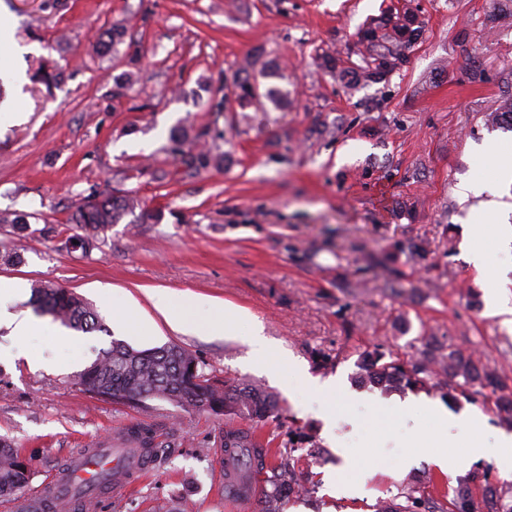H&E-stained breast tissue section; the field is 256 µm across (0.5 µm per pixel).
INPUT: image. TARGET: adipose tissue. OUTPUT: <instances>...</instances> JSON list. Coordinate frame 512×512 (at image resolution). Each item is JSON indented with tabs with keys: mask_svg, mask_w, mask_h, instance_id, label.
<instances>
[{
	"mask_svg": "<svg viewBox=\"0 0 512 512\" xmlns=\"http://www.w3.org/2000/svg\"><path fill=\"white\" fill-rule=\"evenodd\" d=\"M482 192L481 182L474 181L463 186L460 199L464 202L473 197L479 200L478 205L472 208L475 223L470 228L467 248L479 278L486 290L491 292L503 283L504 278L499 271L488 268L486 250L490 243L496 241L505 244L512 242V226L502 220L503 214L512 210V204L483 200Z\"/></svg>",
	"mask_w": 512,
	"mask_h": 512,
	"instance_id": "adipose-tissue-1",
	"label": "adipose tissue"
}]
</instances>
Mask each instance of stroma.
<instances>
[{"mask_svg":"<svg viewBox=\"0 0 512 512\" xmlns=\"http://www.w3.org/2000/svg\"><path fill=\"white\" fill-rule=\"evenodd\" d=\"M0 0L27 51L26 75L60 68L51 91L23 87V121L0 129V210L28 214L26 230L0 223V281L54 284L90 302L105 331L75 333L73 343L19 335L0 327V436L29 458L26 495L97 440H122L127 428L156 430L153 472L129 491L108 496L102 512H157L189 503L192 512H257L224 497V419L162 400L135 407L89 396L75 380L99 349L122 340L137 350L177 344L196 354L216 379H244L279 399L263 441L274 452L289 437H311L321 463L312 492L290 498L284 512H375L411 482L444 502L458 485L488 474L512 497V470L495 458L473 459L466 427L450 429L448 468L439 470L408 446L430 417L372 422L378 385L360 363L374 347L403 360L434 344L481 356L512 388V327L495 315L465 250L468 204L461 182L480 180L485 198L512 194L494 141L512 157V131L487 124L512 92V28L490 32L498 0H415L424 31L410 63L386 84L344 86L318 68L317 54L356 57L358 33L383 0ZM125 32L113 52H96L99 36ZM139 51L129 67L128 47ZM262 53L279 65L288 103H263L242 120L232 101L212 112V90L245 58ZM134 72L121 97L118 77ZM221 131L213 145L223 167L197 174L175 162L173 128ZM133 191L167 213L160 224L126 216L99 248L84 252L68 218L104 185ZM121 291L154 335L132 336L113 319L105 294ZM207 298L188 310L193 333L171 330L148 292ZM248 311L263 326L264 347L217 335L221 305ZM330 354L317 367L311 355ZM336 385V436L318 418L321 394L289 385L288 365ZM449 412L475 417L487 443L507 430L484 398L460 399ZM348 448L337 455L335 443ZM342 478L357 495L337 497Z\"/></svg>","mask_w":512,"mask_h":512,"instance_id":"35a3bbf8","label":"stroma"}]
</instances>
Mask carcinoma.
Wrapping results in <instances>:
<instances>
[{"instance_id": "obj_1", "label": "carcinoma", "mask_w": 512, "mask_h": 512, "mask_svg": "<svg viewBox=\"0 0 512 512\" xmlns=\"http://www.w3.org/2000/svg\"><path fill=\"white\" fill-rule=\"evenodd\" d=\"M422 31L423 23L412 0H396L360 30L361 63L326 53L319 57V67L341 83L386 82L407 68L408 50ZM252 66L253 61L246 60L239 76L233 80V95L240 110L249 108L261 95L275 105L282 103L286 95L275 87L259 93V85L249 75ZM33 80L50 89L59 83L60 73L55 68L43 67L34 74ZM488 120L512 129L511 95L502 98ZM179 155V163L189 171L200 172L224 165L222 154L204 146L181 150ZM137 209L141 224H160L164 220V211L144 209L135 196L108 185L85 198L71 217L72 223L84 232L81 238L84 251L89 253L97 248L101 233ZM32 303L37 312L52 316L67 328L82 333L102 329L94 310L69 288L39 285L33 289ZM361 376L385 387L427 391L438 388L451 402L489 388L496 394L493 406L497 414L506 423L512 421V400L507 398V385L481 358L451 345L410 361L376 347L365 355ZM77 383L85 393L115 405L157 399L221 415L226 419L224 460L237 461L247 471L266 467L268 449L263 447L257 431L268 424L278 409L277 399L252 383L217 382L205 373L195 355L178 345L138 351L114 340L77 375ZM239 420L249 422L250 426L238 425ZM126 441L133 452L147 456L158 448L152 430L145 427L129 429ZM30 476L31 464L22 449L0 437V500L16 499L29 483ZM267 483L269 487L263 488L259 497V512H282L286 500L305 490L293 468L288 470V476L269 479ZM418 492V487L408 488L403 493V504L395 497L382 499L377 512H512V501H506V497L489 484L482 487L479 497L467 486L454 488L448 507L438 511Z\"/></svg>"}]
</instances>
